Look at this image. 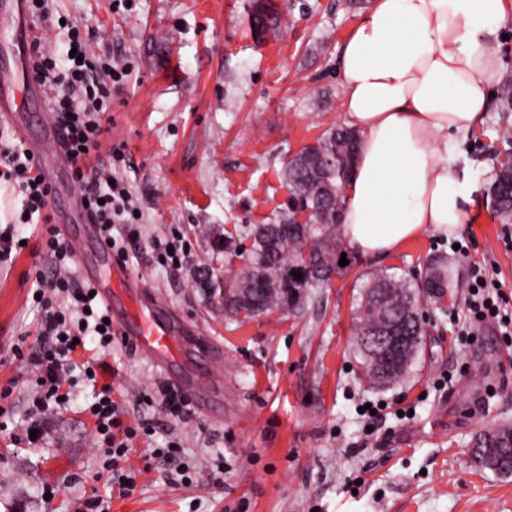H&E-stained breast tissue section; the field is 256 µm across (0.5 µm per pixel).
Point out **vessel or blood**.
Wrapping results in <instances>:
<instances>
[{"label":"vessel or blood","mask_w":512,"mask_h":512,"mask_svg":"<svg viewBox=\"0 0 512 512\" xmlns=\"http://www.w3.org/2000/svg\"><path fill=\"white\" fill-rule=\"evenodd\" d=\"M32 69L30 56H20L16 69L0 71V116L12 120L20 136L40 161V169L47 180H54L55 170L63 163L62 149L58 140L44 133L33 138L21 118L25 104L36 96L37 85L30 82L17 86V73H29ZM71 238L93 239L98 243L100 264L97 269L86 271L85 278L97 289L109 310L113 324L120 336L135 350L159 367L173 389L186 396L194 407L203 408L207 396L201 389L196 375L182 362L187 348L200 354L215 357L218 349L213 344L192 336L189 327L178 316L166 312L156 293L145 289L113 255L111 249L99 243L96 225H74Z\"/></svg>","instance_id":"1"}]
</instances>
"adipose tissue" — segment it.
<instances>
[{"instance_id":"adipose-tissue-1","label":"adipose tissue","mask_w":512,"mask_h":512,"mask_svg":"<svg viewBox=\"0 0 512 512\" xmlns=\"http://www.w3.org/2000/svg\"><path fill=\"white\" fill-rule=\"evenodd\" d=\"M512 0H370L341 47L346 125L362 134L346 187L350 248L381 258L465 222L448 136L486 112L502 64L490 45Z\"/></svg>"}]
</instances>
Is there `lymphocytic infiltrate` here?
<instances>
[{"label":"lymphocytic infiltrate","instance_id":"obj_1","mask_svg":"<svg viewBox=\"0 0 512 512\" xmlns=\"http://www.w3.org/2000/svg\"><path fill=\"white\" fill-rule=\"evenodd\" d=\"M68 46L76 55L57 56L45 50L41 36L30 44L33 60L32 77L51 92L49 109L60 132L65 159L74 185L80 192L86 213L98 224L102 241L120 262L141 257L142 220L137 198L131 185L108 168L106 158L122 159V146H104L111 120L109 112L114 96L125 85L128 68L114 57H102L92 49V33L68 25L64 28ZM0 181L12 185L23 198L25 215L36 217L46 233L34 256L38 304L44 315L37 328L33 345L15 347V359L37 370L36 390L32 403L36 418L31 428H38V416L60 409L61 387L74 365L75 341H92L99 353L111 351L116 331L112 318L90 284L80 282L67 262L75 249L52 226L48 212L53 188L39 171L36 158L22 140L0 138ZM153 263L180 271L192 266L194 252L181 229H173L170 238L153 240L150 246ZM73 301L71 308L57 304L60 295ZM122 409L112 397L111 385L102 386L91 411L96 445L107 458L112 478L120 492L133 494L134 470L123 463L138 433L153 434L152 423L136 428L124 424Z\"/></svg>","mask_w":512,"mask_h":512}]
</instances>
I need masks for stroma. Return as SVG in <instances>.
<instances>
[{
    "label": "stroma",
    "instance_id": "obj_1",
    "mask_svg": "<svg viewBox=\"0 0 512 512\" xmlns=\"http://www.w3.org/2000/svg\"><path fill=\"white\" fill-rule=\"evenodd\" d=\"M252 0H55V15L93 28L97 51L131 68L112 105L109 143L125 148L119 173L143 211L144 236L177 227L195 259L225 271L207 228L239 233L269 224L286 209L279 172L289 154L343 123L337 73L340 47L359 20L349 0H303L277 32L254 35ZM453 174L462 184L466 222L450 238L425 232L394 254L364 256L303 311H276L236 322L224 303L179 273L136 264L131 271L202 335L216 338L222 374L214 405L182 421L138 403L163 376L124 341L103 358L128 423L157 420V433L135 441L128 464L138 489L120 496L91 447L93 384L73 372L71 401L47 417L38 445L20 430L29 414V368L11 347L35 334L42 310L32 301L29 246L0 262V512H77L98 495L110 512H512V476L475 468L472 439L512 426V325L471 326L466 298L476 268H487L512 313V235L495 216L487 188L512 152V112L492 98L478 126L451 136ZM454 261V299L422 305L420 361L403 383L365 390L352 347L353 297L360 275L385 269L410 276L424 260ZM382 405L366 435L362 404ZM180 438L192 479L152 451ZM53 497H46V490Z\"/></svg>",
    "mask_w": 512,
    "mask_h": 512
}]
</instances>
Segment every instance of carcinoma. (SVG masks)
<instances>
[{"instance_id":"1","label":"carcinoma","mask_w":512,"mask_h":512,"mask_svg":"<svg viewBox=\"0 0 512 512\" xmlns=\"http://www.w3.org/2000/svg\"><path fill=\"white\" fill-rule=\"evenodd\" d=\"M280 25L279 10L254 8L251 29L266 33ZM360 135L342 124L325 130L314 143L289 158L281 171L288 186V206L273 224L243 227L245 247L229 234L212 241L228 262L241 264L225 271L224 315L237 319L241 309L254 314L273 310L296 311L317 288L327 287L324 277L341 274V254L349 253L341 218L346 205L345 186L358 154ZM491 205L504 224L512 223V164L502 163L488 187ZM308 208L314 223L290 227L297 208ZM301 277L294 278V272ZM453 291V267L448 257L435 255L418 278L396 277L380 269L367 274L355 298L354 349L359 358V379L369 389H383L404 382L417 364L422 346L387 361L370 344L387 324L401 322L415 327L424 298L440 302ZM471 457L475 466L500 476L512 475V427L482 431L474 439Z\"/></svg>"}]
</instances>
